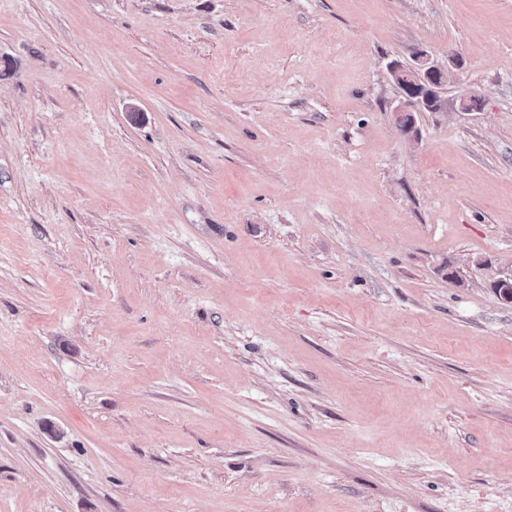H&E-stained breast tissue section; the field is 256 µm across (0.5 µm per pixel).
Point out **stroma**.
Listing matches in <instances>:
<instances>
[{"instance_id": "35a3bbf8", "label": "stroma", "mask_w": 512, "mask_h": 512, "mask_svg": "<svg viewBox=\"0 0 512 512\" xmlns=\"http://www.w3.org/2000/svg\"><path fill=\"white\" fill-rule=\"evenodd\" d=\"M510 273L512 0H0V512H512ZM393 75L399 78L404 84L406 92L401 89L400 99L395 106L394 112L398 117V122L405 121L402 124L404 129L412 125V116L406 115V112H417L430 108L438 110L441 107L439 90L445 83V75L434 66H428L423 63L417 68L405 70L399 66L393 68Z\"/></svg>"}]
</instances>
